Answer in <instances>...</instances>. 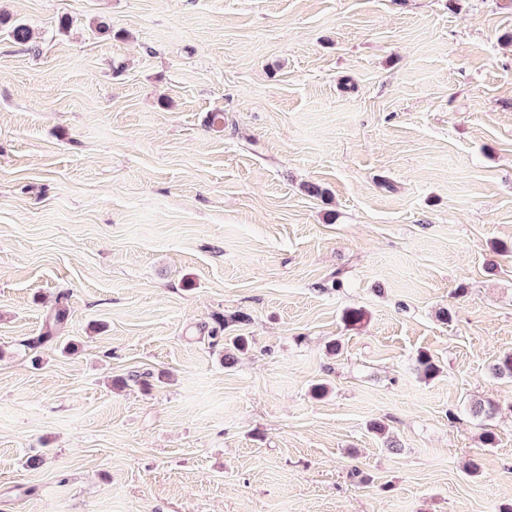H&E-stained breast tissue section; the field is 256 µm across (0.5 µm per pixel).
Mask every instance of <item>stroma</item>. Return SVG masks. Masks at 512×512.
Returning a JSON list of instances; mask_svg holds the SVG:
<instances>
[{
  "mask_svg": "<svg viewBox=\"0 0 512 512\" xmlns=\"http://www.w3.org/2000/svg\"><path fill=\"white\" fill-rule=\"evenodd\" d=\"M0 13V512L512 502V0Z\"/></svg>",
  "mask_w": 512,
  "mask_h": 512,
  "instance_id": "1",
  "label": "stroma"
}]
</instances>
